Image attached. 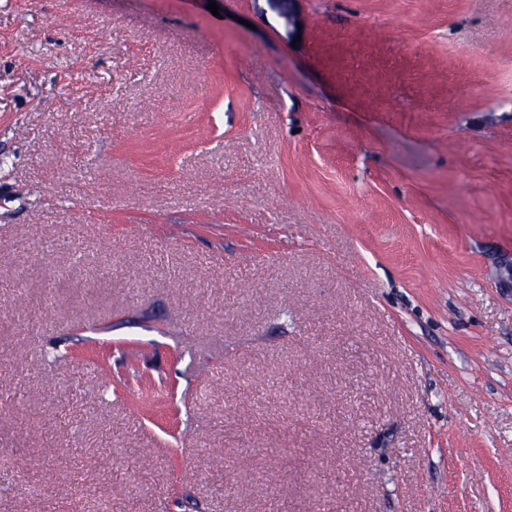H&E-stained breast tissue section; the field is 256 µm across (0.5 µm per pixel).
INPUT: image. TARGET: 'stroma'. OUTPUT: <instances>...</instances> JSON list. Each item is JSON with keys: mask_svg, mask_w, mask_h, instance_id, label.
<instances>
[{"mask_svg": "<svg viewBox=\"0 0 512 512\" xmlns=\"http://www.w3.org/2000/svg\"><path fill=\"white\" fill-rule=\"evenodd\" d=\"M209 1L0 0V512H512V0ZM495 269L493 282L504 295L512 296V252L493 258Z\"/></svg>", "mask_w": 512, "mask_h": 512, "instance_id": "1", "label": "stroma"}]
</instances>
